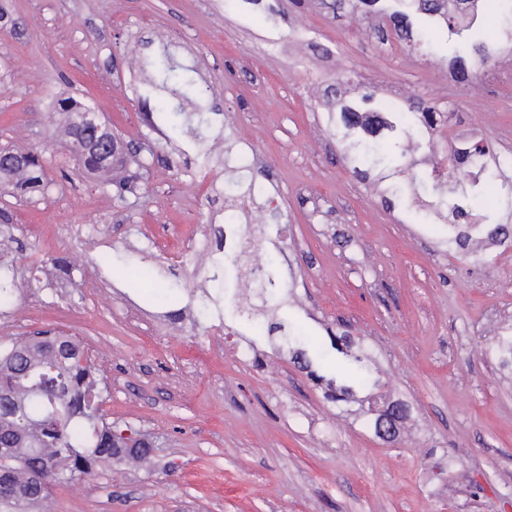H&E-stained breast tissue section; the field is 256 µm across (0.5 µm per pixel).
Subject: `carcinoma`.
Returning a JSON list of instances; mask_svg holds the SVG:
<instances>
[{
    "mask_svg": "<svg viewBox=\"0 0 512 512\" xmlns=\"http://www.w3.org/2000/svg\"><path fill=\"white\" fill-rule=\"evenodd\" d=\"M498 17V35L512 37V0ZM409 10L393 12L394 31L403 45L427 55L445 49L460 64L463 81L478 79L492 62L496 41L484 37L477 26L462 22L442 10V0H409ZM421 19L413 27L412 17ZM91 106L70 98L59 101L64 134L71 140L74 119ZM444 129L448 115L434 105L407 100L399 105L380 103L369 92L352 103L342 102L336 112V139L352 173L365 180L376 174L384 179L406 178L392 193L415 217L431 221L449 215L448 246L456 255H474V237L494 235L503 249L512 248V225L501 222L503 209L512 211V180L503 179L502 165L511 156L490 163L492 143L459 139L460 149L442 155L445 178L410 171V148L434 149L419 119ZM17 168L0 170V185L19 197L42 194L47 188L44 165L33 152ZM86 173L105 176L125 166L120 160L106 167L95 154L77 157ZM18 290L14 272L0 265V309L12 305ZM269 330L288 343L307 344L289 323L276 321ZM336 360L335 399L355 397L356 390L378 386L372 377L374 361L361 340L349 336L332 344ZM501 364L512 365V328H506L491 346ZM101 380L85 348L67 335L18 336L0 341V512H43L55 486L89 474L102 463H122L147 453L149 444L133 430L131 436L108 422L101 409Z\"/></svg>",
    "mask_w": 512,
    "mask_h": 512,
    "instance_id": "cac0c4a2",
    "label": "carcinoma"
}]
</instances>
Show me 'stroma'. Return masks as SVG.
<instances>
[{"label":"stroma","mask_w":512,"mask_h":512,"mask_svg":"<svg viewBox=\"0 0 512 512\" xmlns=\"http://www.w3.org/2000/svg\"><path fill=\"white\" fill-rule=\"evenodd\" d=\"M0 3V148L37 150L49 181L30 200L0 194L24 286L0 340L77 336L107 420L153 445L55 488L51 512H512V371L489 352L512 321V250L460 259L444 225L386 202L342 161L325 105L333 90L415 97L512 149V59L452 80L383 40L382 18L319 0ZM166 58L207 87L202 100H178L156 68ZM68 96L129 144L134 191L79 172L49 115ZM179 104L200 137L171 135ZM230 146L270 182L239 218L243 254L221 232L239 192ZM203 225L208 255L187 249ZM268 258L286 287L242 316L249 268ZM281 318L328 353L345 329L370 346L374 376L409 407L396 443L327 398L316 377L335 356L305 365L269 333Z\"/></svg>","instance_id":"1"}]
</instances>
